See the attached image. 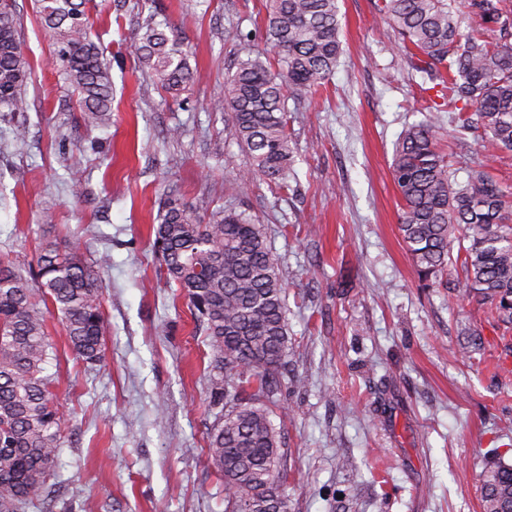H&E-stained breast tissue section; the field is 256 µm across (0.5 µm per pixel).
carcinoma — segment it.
<instances>
[{
	"instance_id": "cac0c4a2",
	"label": "carcinoma",
	"mask_w": 512,
	"mask_h": 512,
	"mask_svg": "<svg viewBox=\"0 0 512 512\" xmlns=\"http://www.w3.org/2000/svg\"><path fill=\"white\" fill-rule=\"evenodd\" d=\"M88 0H38L56 61L89 127L109 123L112 83L104 51L91 38ZM13 0H0V105L26 108L28 62L18 38ZM265 35L274 62L240 60L224 77L233 135L251 166L238 174L283 185L294 149L287 97L317 91L342 53L337 0H265ZM456 0H379L376 18L397 32L413 70L433 83L461 133H481L482 157L460 183L438 148L432 119L399 136L392 176L400 194L402 240L426 288L463 281L468 297L490 306L512 327V192L486 172L487 158L512 152V18L506 0H468L476 18L462 33ZM140 62L168 93L193 78L189 50L167 23L148 17L137 47ZM160 270L192 306L212 355L209 404L224 414L210 429L208 453L224 477L225 512H264L284 497L287 459L271 415L288 384V321L282 272L266 225L251 214L222 210L205 218L174 192L152 226ZM82 249L49 241L36 256L34 288L0 265V512H20L52 475L64 422L50 391L52 343L47 314L60 315L72 351L88 364L103 357L107 321L101 270ZM483 512L512 507V464L497 458L481 475Z\"/></svg>"
}]
</instances>
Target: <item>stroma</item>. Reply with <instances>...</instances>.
Here are the masks:
<instances>
[{
  "label": "stroma",
  "mask_w": 512,
  "mask_h": 512,
  "mask_svg": "<svg viewBox=\"0 0 512 512\" xmlns=\"http://www.w3.org/2000/svg\"><path fill=\"white\" fill-rule=\"evenodd\" d=\"M378 0H338L343 53L315 94L288 101L295 175L236 186L251 159L232 134L224 74L266 51L264 0H89L111 64L112 120L87 127L55 62L37 0H15L30 63L27 106L0 112V258L31 276L39 246L105 255L102 362L69 348L58 315L48 369L65 441L42 512H224L207 454L209 350L150 246L177 190L200 215L239 209L267 227L287 284L288 386L273 423L288 454V512H483L487 461L512 463V331L463 285L421 287L398 231L390 164L399 134L432 116ZM191 50L192 81L167 93L134 46L149 11ZM458 181L476 157L434 114ZM80 167L73 193L72 167ZM482 345L463 348L462 328Z\"/></svg>",
  "instance_id": "35a3bbf8"
}]
</instances>
